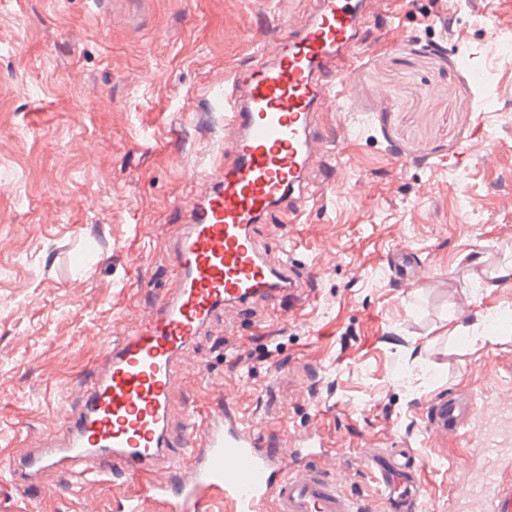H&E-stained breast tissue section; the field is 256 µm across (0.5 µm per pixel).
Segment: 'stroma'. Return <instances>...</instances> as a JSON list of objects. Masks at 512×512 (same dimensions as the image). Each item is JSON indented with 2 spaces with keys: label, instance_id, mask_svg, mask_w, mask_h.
Masks as SVG:
<instances>
[{
  "label": "stroma",
  "instance_id": "obj_1",
  "mask_svg": "<svg viewBox=\"0 0 512 512\" xmlns=\"http://www.w3.org/2000/svg\"><path fill=\"white\" fill-rule=\"evenodd\" d=\"M430 0H389L402 35L357 61L346 107L323 112L345 143L343 185L323 184L299 224L287 206L258 238L278 257L300 241L295 270L320 266L299 303L245 305L195 339L181 369L197 406L214 384L260 426L318 431L351 470L367 512L381 503L360 452L422 458L421 512H462L454 495L483 467L485 434L512 464V53L486 42L476 0H448L466 38L428 25ZM310 0H0V453L25 454L54 407L81 384L114 333L136 329L172 287L164 263L177 205L224 147L213 97L249 39ZM494 89L475 102L481 80ZM473 145L461 157L465 145ZM495 161L483 163L480 151ZM407 165L398 168L396 157ZM435 281L403 288L397 248ZM484 261L473 265L470 258ZM269 349L252 365L240 351ZM497 406L438 447L423 432L440 393ZM287 411H280V403ZM0 512H117L110 485L43 498L0 476Z\"/></svg>",
  "mask_w": 512,
  "mask_h": 512
}]
</instances>
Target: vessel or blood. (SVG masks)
I'll return each instance as SVG.
<instances>
[{"label":"vessel or blood","mask_w":512,"mask_h":512,"mask_svg":"<svg viewBox=\"0 0 512 512\" xmlns=\"http://www.w3.org/2000/svg\"><path fill=\"white\" fill-rule=\"evenodd\" d=\"M485 35L512 27V0H479ZM360 0H313L302 24L264 29L255 62L224 82L225 160L194 175L196 190L179 203V234L167 256L175 286L154 297L137 330L113 337L83 386L78 411L58 409L51 434L22 458L0 455V473L18 483L60 471L102 478L122 491L121 512H364L349 495L344 469L329 470L333 454L315 434L286 440L241 416L231 397L217 394L199 408L179 397L180 358L222 310L300 297L318 277L289 275L291 261L270 260L254 227L292 198L290 223H300L318 192L309 178L341 155L318 121L338 102L353 70L334 71L344 55L374 46L362 38ZM388 265L401 285L423 286L433 269L398 250ZM492 407L444 394L427 407L424 432L440 440L459 434L473 414ZM383 512H419L424 463L399 449L364 453ZM482 494L485 512H512V468L493 464L459 485L457 499Z\"/></svg>","instance_id":"obj_1"}]
</instances>
